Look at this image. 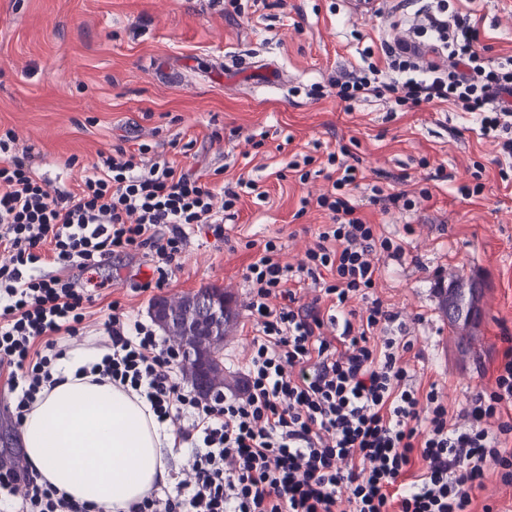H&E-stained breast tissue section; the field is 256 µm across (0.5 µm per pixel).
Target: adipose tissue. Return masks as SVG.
<instances>
[{
	"label": "adipose tissue",
	"instance_id": "adipose-tissue-1",
	"mask_svg": "<svg viewBox=\"0 0 512 512\" xmlns=\"http://www.w3.org/2000/svg\"><path fill=\"white\" fill-rule=\"evenodd\" d=\"M94 350L59 356L27 412L23 442L44 481L97 512H125L169 477L174 437L133 389L92 374Z\"/></svg>",
	"mask_w": 512,
	"mask_h": 512
}]
</instances>
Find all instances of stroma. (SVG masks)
<instances>
[{
    "mask_svg": "<svg viewBox=\"0 0 512 512\" xmlns=\"http://www.w3.org/2000/svg\"><path fill=\"white\" fill-rule=\"evenodd\" d=\"M351 0H0V130H14L39 176L72 186L98 153L149 144L206 181L239 173L267 199L243 197L225 221L227 242L191 234L179 268L159 288L144 250L114 259L112 281L83 333L63 350L98 349L109 301L148 320L150 304L220 288L234 317L221 354L224 374L244 382L253 337L244 274L268 238L297 262L328 213L314 200L323 177L300 185L288 164L348 152L367 178L351 199L367 222L403 247L382 258L378 292L415 344L410 369L437 383L458 414L495 388L501 336L512 335V183L499 148L452 104L397 105L389 97L346 104L331 81L358 72L363 51L412 38L425 0H393L392 17L355 13ZM470 15L487 59L512 56V0H450ZM220 141H212V133ZM419 199L405 211L373 202L374 188ZM465 295L468 325H450L447 301ZM479 337L471 348V337Z\"/></svg>",
    "mask_w": 512,
    "mask_h": 512,
    "instance_id": "1",
    "label": "stroma"
}]
</instances>
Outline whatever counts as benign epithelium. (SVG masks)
<instances>
[{
	"label": "benign epithelium",
	"mask_w": 512,
	"mask_h": 512,
	"mask_svg": "<svg viewBox=\"0 0 512 512\" xmlns=\"http://www.w3.org/2000/svg\"><path fill=\"white\" fill-rule=\"evenodd\" d=\"M153 317L166 333L172 348L190 370L194 391L201 396L215 397L221 390L212 385L218 372L224 369L221 358L207 354L198 345L199 337L220 336L224 331V298L202 290L191 299L185 318H173L167 307L158 302Z\"/></svg>",
	"instance_id": "7a95c632"
}]
</instances>
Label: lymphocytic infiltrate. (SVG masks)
<instances>
[{"label":"lymphocytic infiltrate","mask_w":512,"mask_h":512,"mask_svg":"<svg viewBox=\"0 0 512 512\" xmlns=\"http://www.w3.org/2000/svg\"><path fill=\"white\" fill-rule=\"evenodd\" d=\"M420 45L383 44L384 65L333 81L346 102H449L478 113L497 142L507 177L512 160V56L486 63L467 16L434 0L420 12ZM447 57V65L425 53ZM147 145L115 146L77 188L51 186L0 135V375L22 421L51 381L59 336L77 335L108 281L113 255L148 249L159 281L179 267L191 230L224 237V215L257 182L217 185ZM329 183L316 199L330 212L297 265L274 240L244 276L256 326L242 392L205 399L173 373L176 355L150 325L119 305L102 323L106 351L94 369L144 395L159 422L186 418L178 440L194 444L175 494L152 492L127 512H492L476 508L490 473L512 486V336L496 367V389L450 415L436 385L417 384L406 360L413 344L395 335L399 316L376 294L382 257L400 244L379 235L345 191L364 179L357 165L328 155ZM53 273H43V266ZM84 284H77L73 271ZM317 290L301 302L297 289ZM0 502L13 512H89L57 494L31 467L0 460Z\"/></svg>","instance_id":"lymphocytic-infiltrate-1"}]
</instances>
